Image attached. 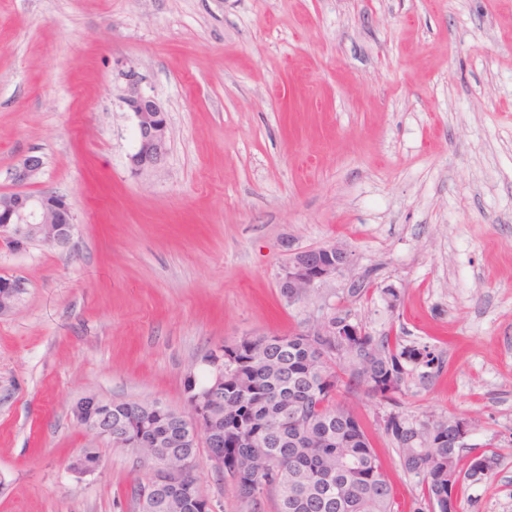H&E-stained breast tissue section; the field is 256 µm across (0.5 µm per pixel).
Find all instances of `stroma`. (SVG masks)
<instances>
[{
  "instance_id": "35a3bbf8",
  "label": "stroma",
  "mask_w": 512,
  "mask_h": 512,
  "mask_svg": "<svg viewBox=\"0 0 512 512\" xmlns=\"http://www.w3.org/2000/svg\"><path fill=\"white\" fill-rule=\"evenodd\" d=\"M129 67L170 118L140 174ZM32 151L35 190L67 196L76 228L66 251L0 249L25 284L0 316V512H135L149 464L73 403L188 412L206 354L332 307L441 355L409 365L399 411L469 420L466 446L498 463L460 488L463 512H512V0H0V192ZM334 242L361 293L340 278L288 302L290 252ZM346 401L416 512L389 405ZM86 449L96 471L71 473ZM196 474L242 512L206 452Z\"/></svg>"
}]
</instances>
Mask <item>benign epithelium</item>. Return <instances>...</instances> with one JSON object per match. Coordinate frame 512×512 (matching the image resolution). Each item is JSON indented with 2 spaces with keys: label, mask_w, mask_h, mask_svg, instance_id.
<instances>
[{
  "label": "benign epithelium",
  "mask_w": 512,
  "mask_h": 512,
  "mask_svg": "<svg viewBox=\"0 0 512 512\" xmlns=\"http://www.w3.org/2000/svg\"><path fill=\"white\" fill-rule=\"evenodd\" d=\"M125 81L120 96L122 108L131 113L136 128V148L129 155L132 171L142 172L158 168L169 152L168 113L160 101L142 88V77L132 67L121 72ZM44 166L43 157L31 152L24 155L15 164L10 173L13 189L0 196L7 205H0V246L11 251H23L32 239H40L55 248L69 250L74 230L75 218L67 197L58 194H32L29 187ZM352 251L341 242L321 248L305 249L290 254L279 281V287L288 289V302L298 301L309 293L324 288L338 278H350L351 287L361 288L363 283L351 278ZM24 288L21 279L12 276H0V315L14 311L18 296ZM305 336H336V324L332 313L322 312L312 316L303 328ZM212 394L197 396L194 418L188 420V430L175 429L164 440H153L159 448H177L190 439L207 438L204 426L219 416L224 400L217 394L224 391L223 367H218L213 378ZM102 401L96 396H84L77 400L72 408L76 421L91 427L92 431L107 441L112 435V425L103 421L97 413ZM125 432L116 438H128ZM187 460L183 456L171 458L165 467L160 482L174 485L180 481ZM138 512H157L161 503L157 487L150 486L142 492L137 501Z\"/></svg>",
  "instance_id": "benign-epithelium-1"
}]
</instances>
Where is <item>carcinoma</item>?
Masks as SVG:
<instances>
[{"mask_svg":"<svg viewBox=\"0 0 512 512\" xmlns=\"http://www.w3.org/2000/svg\"><path fill=\"white\" fill-rule=\"evenodd\" d=\"M342 354L322 357L297 333L243 336L224 346V420L220 433L205 440L208 453L223 458V477L237 489L238 499L256 512L272 499L276 512H395L391 482L358 415L344 396L354 384L393 407L385 434L396 446L403 470L423 490L430 512H450L460 507L458 489L487 476L498 454L489 449L460 467L464 448L451 447L455 419L407 421L396 411L402 393L406 364L430 367L440 359L427 348L391 344L360 326L352 336H334ZM262 349L279 362L271 372L254 361ZM101 411L112 423L132 426L149 416L158 434L169 426L175 411L164 406L149 413L135 401H108ZM151 476L136 481L130 494L155 482L166 463V448H146ZM190 466L183 490L168 486L164 495L183 498V512H204L205 497Z\"/></svg>","mask_w":512,"mask_h":512,"instance_id":"carcinoma-1","label":"carcinoma"}]
</instances>
